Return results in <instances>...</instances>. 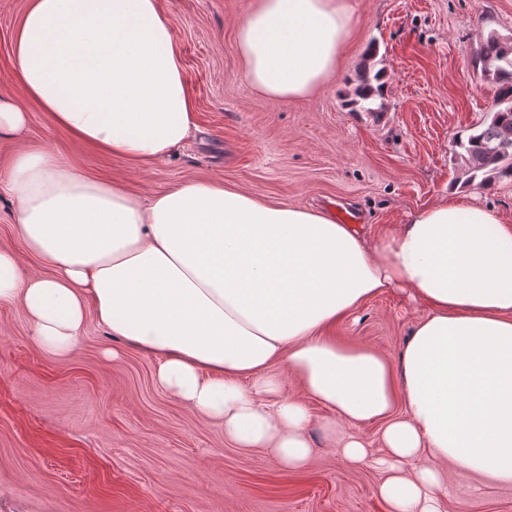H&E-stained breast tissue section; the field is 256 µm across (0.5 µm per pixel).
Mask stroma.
Wrapping results in <instances>:
<instances>
[{
	"label": "stroma",
	"mask_w": 512,
	"mask_h": 512,
	"mask_svg": "<svg viewBox=\"0 0 512 512\" xmlns=\"http://www.w3.org/2000/svg\"><path fill=\"white\" fill-rule=\"evenodd\" d=\"M181 48L197 128L159 162H134L76 142L26 101L22 138L0 140V179L18 150L40 147L86 178L151 197L216 182L273 203L323 209L365 231L461 190L456 136L483 121L497 87L471 59L490 31L512 37V0H356L358 23L340 69L297 100L256 92L234 49L253 0H160ZM26 0H0V97L21 98L13 33ZM376 45L387 75L379 115L350 101ZM425 308L397 291L365 302L331 329L337 341L397 358ZM117 358H106V350ZM156 360L88 317L58 357L31 336L21 303H0V512H387L383 474L348 466L317 427L302 471L261 448L225 443L155 384ZM445 512H512V490L448 468Z\"/></svg>",
	"instance_id": "obj_1"
}]
</instances>
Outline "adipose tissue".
<instances>
[{
    "mask_svg": "<svg viewBox=\"0 0 512 512\" xmlns=\"http://www.w3.org/2000/svg\"><path fill=\"white\" fill-rule=\"evenodd\" d=\"M355 0H255L235 48L260 94L308 97L337 73ZM25 99L79 142L160 161L196 129L159 0H27L13 41ZM23 252L0 249V303L21 301L58 356L88 314L157 360L155 381L239 448L307 467L311 415L352 466L381 469L389 512H442L441 464L512 488V221L451 194L374 235L325 211L212 182L143 199L42 149L5 180ZM51 267L22 276V256ZM397 290L425 307L396 360L327 337ZM283 373H275V366ZM404 413H397V405ZM378 424L381 453L348 426Z\"/></svg>",
    "mask_w": 512,
    "mask_h": 512,
    "instance_id": "adipose-tissue-1",
    "label": "adipose tissue"
}]
</instances>
